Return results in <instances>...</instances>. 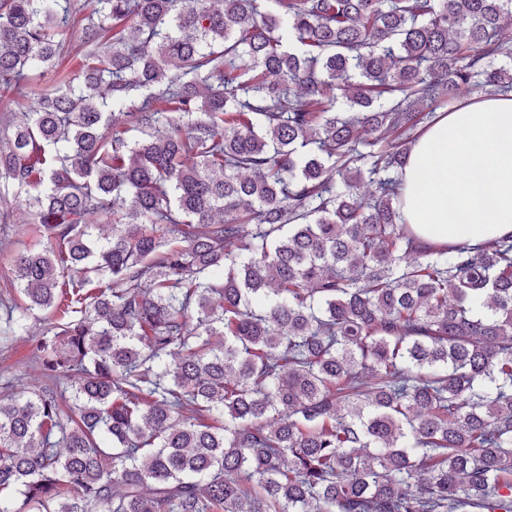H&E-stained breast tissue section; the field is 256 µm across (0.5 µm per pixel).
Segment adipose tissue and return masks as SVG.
<instances>
[{
  "mask_svg": "<svg viewBox=\"0 0 512 512\" xmlns=\"http://www.w3.org/2000/svg\"><path fill=\"white\" fill-rule=\"evenodd\" d=\"M406 223L439 245L512 235V97L445 113L413 143L403 169Z\"/></svg>",
  "mask_w": 512,
  "mask_h": 512,
  "instance_id": "adipose-tissue-1",
  "label": "adipose tissue"
}]
</instances>
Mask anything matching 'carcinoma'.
I'll list each match as a JSON object with an SVG mask.
<instances>
[{"instance_id":"carcinoma-1","label":"carcinoma","mask_w":512,"mask_h":512,"mask_svg":"<svg viewBox=\"0 0 512 512\" xmlns=\"http://www.w3.org/2000/svg\"><path fill=\"white\" fill-rule=\"evenodd\" d=\"M72 14L0 0V99ZM506 17L95 0L0 139L46 237L3 306L60 317L0 399V512H512V236L435 246L399 192L438 110L512 94ZM61 40L67 50L59 61L58 69L61 71H77L84 63L83 56L78 50L82 39V30L79 25L62 29Z\"/></svg>"}]
</instances>
